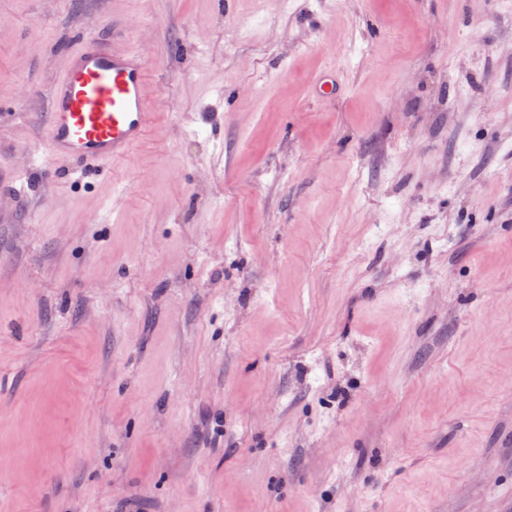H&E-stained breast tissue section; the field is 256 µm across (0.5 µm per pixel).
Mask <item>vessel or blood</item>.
Here are the masks:
<instances>
[{"instance_id": "obj_1", "label": "vessel or blood", "mask_w": 512, "mask_h": 512, "mask_svg": "<svg viewBox=\"0 0 512 512\" xmlns=\"http://www.w3.org/2000/svg\"><path fill=\"white\" fill-rule=\"evenodd\" d=\"M148 63L138 52L88 36L71 49L51 87L36 151L70 170L103 169L156 130L148 106Z\"/></svg>"}]
</instances>
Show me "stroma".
<instances>
[{"mask_svg":"<svg viewBox=\"0 0 512 512\" xmlns=\"http://www.w3.org/2000/svg\"><path fill=\"white\" fill-rule=\"evenodd\" d=\"M114 32L158 126L52 172ZM0 512H512V10L0 0Z\"/></svg>","mask_w":512,"mask_h":512,"instance_id":"stroma-1","label":"stroma"}]
</instances>
